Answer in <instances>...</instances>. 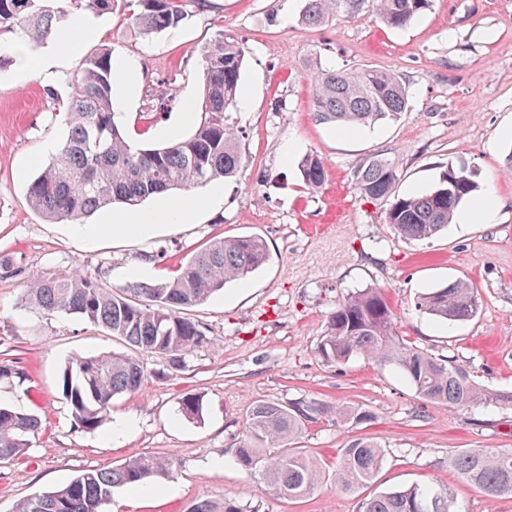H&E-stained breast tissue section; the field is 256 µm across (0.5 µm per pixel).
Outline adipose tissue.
Here are the masks:
<instances>
[{
	"mask_svg": "<svg viewBox=\"0 0 512 512\" xmlns=\"http://www.w3.org/2000/svg\"><path fill=\"white\" fill-rule=\"evenodd\" d=\"M104 35L103 29L96 20L76 14L74 26L66 34L57 37L51 55L42 57L41 65L51 68L56 59L73 55L77 52L81 40L87 38L99 39ZM223 196L220 186H213L202 194L164 200L153 208L116 210L113 211L103 224H76L72 230L76 235L109 236L115 239L135 237L146 240L152 238L160 223H180L186 221L193 211L209 208L217 204Z\"/></svg>",
	"mask_w": 512,
	"mask_h": 512,
	"instance_id": "adipose-tissue-1",
	"label": "adipose tissue"
}]
</instances>
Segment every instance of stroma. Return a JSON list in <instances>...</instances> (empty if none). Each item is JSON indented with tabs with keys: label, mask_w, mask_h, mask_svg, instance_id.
Instances as JSON below:
<instances>
[{
	"label": "stroma",
	"mask_w": 512,
	"mask_h": 512,
	"mask_svg": "<svg viewBox=\"0 0 512 512\" xmlns=\"http://www.w3.org/2000/svg\"><path fill=\"white\" fill-rule=\"evenodd\" d=\"M300 0H206L147 41L134 36L127 10L100 16L105 34L75 58L59 61L51 82L38 74L40 45L25 44L0 63V363L17 366L0 381V404L37 414L41 432L26 453L0 461V512L53 490L82 470L109 468L143 454L171 459L168 476L132 498L115 489L101 512H187L196 500L237 499L246 512H358L362 498L415 485L452 488L459 512H512V495L486 499L462 482L448 457L466 448L512 449V0H434L407 28L379 24L371 5L329 25L301 24ZM223 34L243 44L238 104L228 123L242 129V163L223 182L219 205L190 223L161 228L155 238L112 241L74 236L64 223L33 211L27 188L67 136L63 114L68 76L98 45L111 47L122 71L114 110L129 140L149 148L170 140L186 101L202 94L199 50ZM322 67L385 69L409 90L407 112L355 129L317 121L312 53ZM321 156L328 177L303 186L298 163ZM379 155L397 170L400 195L430 190L447 167L466 168L477 185L464 208L485 196L501 207L493 222L450 224L423 242L399 237L384 221L386 205L362 198L354 170ZM264 239L266 263L192 308L207 341L171 369L139 352L142 388L112 400L110 422L79 428L61 395L59 375L77 356L124 351L122 341L75 315L52 316L30 304V277L74 269L106 288L135 282L133 268L150 262L176 270L222 237ZM458 279L477 288L482 305L470 321L448 327L415 309L419 295ZM383 288L395 327L414 347L464 366L497 401L473 407L423 402L395 370L357 355L330 365L317 353L327 322L347 293ZM188 394L203 411L180 412ZM315 400L365 412L358 423L333 416L306 425L300 448L322 464L319 488L299 499L270 495L239 464L235 450L247 417L261 401ZM131 417L132 430L112 440L111 422ZM367 437L385 453L375 479L360 493L337 489V457ZM223 467H213L214 459Z\"/></svg>",
	"instance_id": "1"
}]
</instances>
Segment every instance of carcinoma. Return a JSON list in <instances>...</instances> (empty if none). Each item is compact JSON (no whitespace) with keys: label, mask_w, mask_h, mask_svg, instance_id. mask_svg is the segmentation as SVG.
<instances>
[{"label":"carcinoma","mask_w":512,"mask_h":512,"mask_svg":"<svg viewBox=\"0 0 512 512\" xmlns=\"http://www.w3.org/2000/svg\"><path fill=\"white\" fill-rule=\"evenodd\" d=\"M131 13L135 34L147 40L179 26L185 18L184 0H135ZM375 15L390 29H403L432 7L433 0H374ZM119 0H0V29L22 41L46 43L60 33L73 10L109 14ZM364 0H303L299 18L323 26L337 16H353ZM202 98L199 119L186 137L150 149L130 143L115 120L113 90L118 79L112 48L103 46L84 59L81 70L67 78L69 104L64 120L68 134L56 154L27 190L30 207L50 223L78 221L114 203L129 208L172 190H186L232 177L241 163L242 131L227 123L240 87L244 48L218 34L200 51ZM315 116L337 127H361L397 119L406 111L409 94L403 79L374 68H321L313 75ZM298 169L308 190L322 187L324 160L304 155ZM361 196L389 202L385 223L410 240L430 239L448 228L459 206L476 190L472 174L448 166L438 183L419 195L398 196L397 170L384 158L371 157L355 171ZM267 261L258 236L224 237L210 241L188 257L180 274L156 284L132 283L116 290L103 288L90 276L68 273L27 281V292L40 312L76 314L112 332L135 350L157 354L173 369L185 356L207 342L198 321L181 311L198 306L241 280ZM416 307L432 319L453 325L474 319L481 308L476 288L465 280L431 288L417 298ZM319 356L339 365L355 355L398 369L415 394L432 404L470 407L498 400L481 388L470 373L448 357H436L413 347L395 331V314L378 287L358 289L338 303L327 333L317 345ZM145 379L139 358L130 354L79 356L64 367L59 385L74 421L88 431L104 424L113 397L132 393ZM181 412L194 419L202 413L195 395L181 399ZM331 414L320 402L282 404L262 401L251 410L246 439L237 460L259 476L277 496L295 498L313 493L321 467L292 446L306 424ZM31 413L0 406V459L23 454L30 438L41 430ZM384 461L381 447L365 438L352 440L336 461V485L355 493L371 483ZM450 463L460 478L494 500L512 494V450L468 448ZM171 462L143 455L112 468L85 469L66 484L19 501L16 512H100L116 488L142 486L165 475ZM188 512H244L233 498L217 504L204 499ZM359 512H458L449 488L411 486L365 497Z\"/></svg>","instance_id":"obj_1"}]
</instances>
